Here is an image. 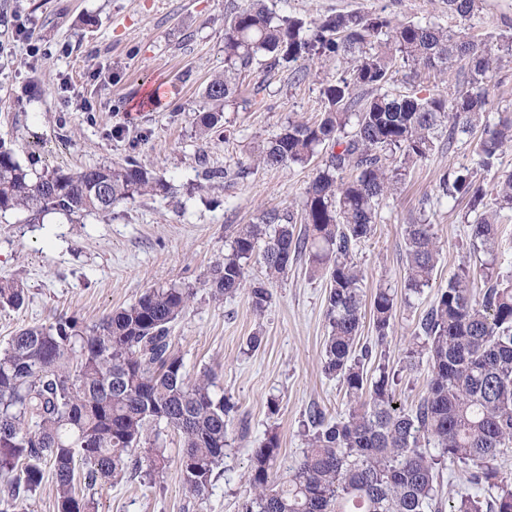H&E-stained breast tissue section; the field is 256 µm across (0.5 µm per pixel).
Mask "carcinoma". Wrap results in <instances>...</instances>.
Segmentation results:
<instances>
[{"instance_id": "cac0c4a2", "label": "carcinoma", "mask_w": 512, "mask_h": 512, "mask_svg": "<svg viewBox=\"0 0 512 512\" xmlns=\"http://www.w3.org/2000/svg\"><path fill=\"white\" fill-rule=\"evenodd\" d=\"M448 12L467 18L481 0H447ZM270 64L326 58L339 77L321 89L323 109L311 123H288L258 148L266 168L305 166L327 150L300 209L264 212L234 238L207 286L220 301L249 287L255 310L271 303L270 286L303 251L311 270L329 277L324 371L345 387L351 408L329 420L309 411L301 458L273 476L279 450L271 431L255 449L250 493L241 512H512V478L496 465L512 446V277L496 267L498 219L512 210V173L487 188L490 171L512 142V116L485 119L493 65L512 63V33L499 34L496 53L467 32L431 22L395 21L384 12L330 15L310 27L277 17L265 0L233 6L224 38V75L212 79L206 98L220 106L237 92L236 79L257 57ZM456 90L445 96L411 84L391 88L393 74L445 73L454 65ZM473 137L472 160L439 175L441 195L467 201L479 213L470 225L472 246L489 261L477 269L458 265L437 300L418 320L407 366L427 356L426 395L410 410L395 406L398 374L365 365L383 344L397 294L378 287L366 296L364 270L353 252L378 224L380 206L412 166L427 160L440 138ZM165 184L134 156L120 167L34 174L0 143V212L35 219L106 214ZM493 196L494 207L485 203ZM304 230L296 231V224ZM405 288L429 285L438 264L434 225H403ZM258 258L264 278L247 283ZM188 288H155L93 326L77 316L26 327L0 350V512H26L29 495L50 466L57 512H98L84 493L97 482L152 481L169 462L163 433L181 437L179 467L190 493L203 498L224 458L233 409L205 373L192 381L172 348L171 327L189 307ZM24 290L0 281V308H19ZM374 344L359 345L365 312ZM435 453L420 448L419 440ZM461 469L473 492L443 497L437 479L445 464Z\"/></svg>"}]
</instances>
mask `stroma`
<instances>
[{
    "label": "stroma",
    "instance_id": "stroma-1",
    "mask_svg": "<svg viewBox=\"0 0 512 512\" xmlns=\"http://www.w3.org/2000/svg\"><path fill=\"white\" fill-rule=\"evenodd\" d=\"M233 0H0V141L21 165L40 173L123 164L129 154L169 185L111 213L80 222L48 214L0 216V280L18 282L25 303L0 310V347L21 327L47 325L62 315L86 325L135 303L151 288L177 286L195 298L173 325L172 345L186 372H210L233 406L224 461L213 487L199 498L186 489L176 461L180 437L164 434L171 457L152 483L95 486L99 512H238L255 448L276 432L278 473L301 457L311 407L330 419L350 405L339 379L322 370L328 332L327 282L300 257L274 282L272 300L255 312L247 291L224 301L208 294L207 277L234 237L262 212L297 205L316 167L267 169L256 147L288 122L313 121L323 79L335 61L254 64L223 108L222 132L205 135L207 84L224 72L226 16ZM279 16L305 23L349 11L434 22L465 30L487 43L512 28V0H482L467 19L444 0H270ZM470 136L458 135L416 165L384 200L375 233L354 260L367 287L404 293L401 227L425 214L438 237L432 283L398 305L382 347V363L398 373L396 400L411 408L426 392L429 364L402 358L419 318L460 263L479 264L470 244L466 208L439 196L436 180L471 161ZM261 333L259 349L248 336ZM279 405L270 413L269 401Z\"/></svg>",
    "mask_w": 512,
    "mask_h": 512
}]
</instances>
